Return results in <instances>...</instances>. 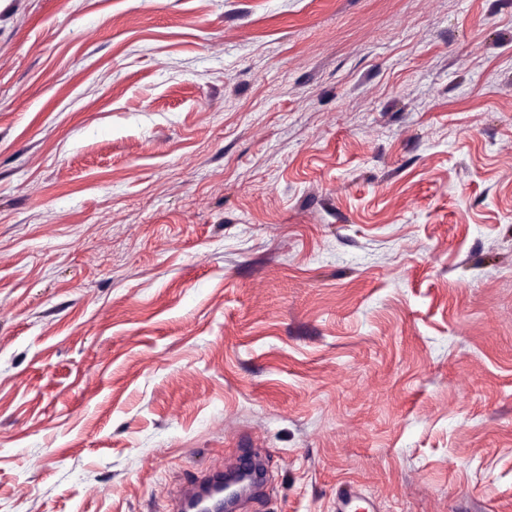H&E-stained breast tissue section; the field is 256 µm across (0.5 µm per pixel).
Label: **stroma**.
<instances>
[{
    "instance_id": "obj_1",
    "label": "stroma",
    "mask_w": 512,
    "mask_h": 512,
    "mask_svg": "<svg viewBox=\"0 0 512 512\" xmlns=\"http://www.w3.org/2000/svg\"><path fill=\"white\" fill-rule=\"evenodd\" d=\"M512 512V0H0V512ZM224 473L209 477L199 485L182 490L171 499L170 511L199 512L217 506L224 497ZM359 501L366 502L371 508L370 512H375L376 507L365 500L361 496V493L351 485H348L342 491L337 493L336 512H358L360 507H358L357 502Z\"/></svg>"
}]
</instances>
